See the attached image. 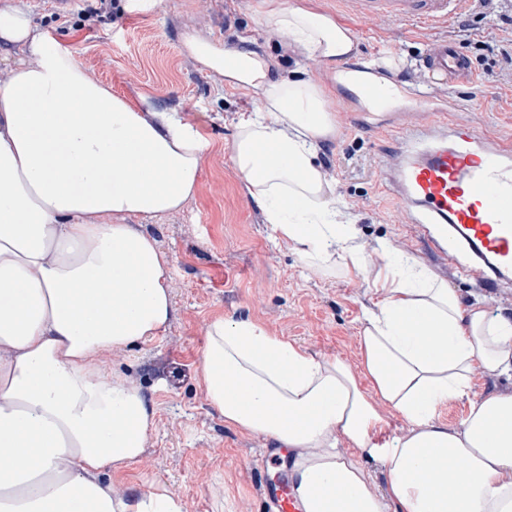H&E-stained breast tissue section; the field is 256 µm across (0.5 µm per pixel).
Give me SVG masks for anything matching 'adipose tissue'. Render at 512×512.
Returning a JSON list of instances; mask_svg holds the SVG:
<instances>
[{
  "label": "adipose tissue",
  "mask_w": 512,
  "mask_h": 512,
  "mask_svg": "<svg viewBox=\"0 0 512 512\" xmlns=\"http://www.w3.org/2000/svg\"><path fill=\"white\" fill-rule=\"evenodd\" d=\"M261 23L328 66L354 50L348 26L281 0H266ZM184 45L260 96L232 163L265 223L304 262L361 272L355 230L329 207L317 160L335 129L326 89L273 77L245 47L194 35ZM1 47L20 57L0 82V512H183L166 488L136 494L105 480L140 460L156 421L103 358L160 336L170 319V261L129 220L194 197L209 142L177 114L114 94L11 4L0 6ZM262 149L278 163L260 165ZM374 287L355 364L251 319L212 321L202 354L211 406L226 426L287 450L302 512H512V391L470 397L475 372H512V319L463 305L412 260L388 261ZM464 398L461 423L440 422ZM388 408L407 427L382 441Z\"/></svg>",
  "instance_id": "ef3b65f1"
}]
</instances>
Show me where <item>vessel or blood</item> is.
Instances as JSON below:
<instances>
[{
    "instance_id": "vessel-or-blood-1",
    "label": "vessel or blood",
    "mask_w": 512,
    "mask_h": 512,
    "mask_svg": "<svg viewBox=\"0 0 512 512\" xmlns=\"http://www.w3.org/2000/svg\"><path fill=\"white\" fill-rule=\"evenodd\" d=\"M359 14H388L428 25L460 13L470 0H347ZM426 73L439 84H455L471 76V67L456 47L433 41L423 60ZM424 132L434 145L411 155L398 148L382 153L384 175L399 202L418 211V223L445 224L473 256L460 265L446 256L449 267L482 288L490 270L512 269V138L497 139L448 120L434 109ZM266 499L274 512H301L287 486L269 487Z\"/></svg>"
}]
</instances>
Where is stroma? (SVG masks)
<instances>
[{
  "label": "stroma",
  "mask_w": 512,
  "mask_h": 512,
  "mask_svg": "<svg viewBox=\"0 0 512 512\" xmlns=\"http://www.w3.org/2000/svg\"><path fill=\"white\" fill-rule=\"evenodd\" d=\"M7 1L28 9L113 92L146 112L177 113L201 126L210 141L196 195L180 210L135 220L171 261L172 314L161 336L105 358L156 409V426L141 459L108 472V479L139 492L166 487L181 498L185 512H265L263 488L276 468L263 462L262 454L272 442L225 426L202 385V352L215 319L250 318L308 352L357 363L362 314L376 299L373 282L387 253L422 264L463 304L512 318V271L498 290L441 271L427 237L416 235L410 214L382 179L377 153L396 143L386 110L362 107L334 69L313 59L307 71L328 86L327 108L336 122L335 133L319 144V159L332 167L331 197L338 216L357 228L366 269L359 275L309 265L292 244L275 240L232 164L239 118L254 109L258 97L227 86L182 47L189 35L232 49L245 46L272 64L273 75L287 76L297 53L288 35L264 30L263 0H157L146 11L131 9L128 0H76L61 11L52 0H0V5ZM283 2L349 26L355 51L348 69L372 60L376 78L396 81L405 94L426 80L418 65L429 44L448 39L468 58L473 77L413 98L410 124H420L428 109L452 104L455 118L476 130L512 137V68L484 48L491 38L505 36L494 0H473L469 10L439 25L388 15L358 17L342 0ZM484 98L488 110L472 111V103ZM176 363L186 375L174 386L169 370Z\"/></svg>",
  "instance_id": "1"
}]
</instances>
